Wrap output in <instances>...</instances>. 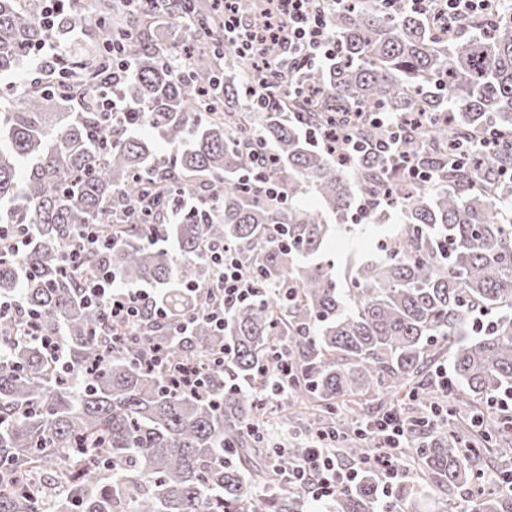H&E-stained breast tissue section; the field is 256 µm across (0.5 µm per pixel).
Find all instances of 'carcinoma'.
I'll return each mask as SVG.
<instances>
[{
  "mask_svg": "<svg viewBox=\"0 0 512 512\" xmlns=\"http://www.w3.org/2000/svg\"><path fill=\"white\" fill-rule=\"evenodd\" d=\"M324 10L336 44L305 64L272 45L259 76L208 0H0V225H28L30 243L0 251V295L19 297L58 336L69 368L40 341L0 320V512H308L301 492L269 465L272 389L288 361L291 402L309 434L342 435L339 457L372 452L339 413L374 414L381 395L407 396L421 433L405 456L426 477L397 487L391 508L422 512L448 489V512H512V497L480 477L488 451L512 463V435L487 401L512 391V3L469 18L448 36L416 0H346ZM251 24L261 0H237ZM70 46L48 78L7 80L42 42ZM127 68L112 74V47ZM129 109L111 128L103 95ZM411 120L391 153L384 119ZM334 122L359 141L348 158L309 148L302 131ZM156 131L167 156L142 134ZM497 145L460 157L489 135ZM261 136L276 163L249 162ZM430 172L412 179L403 160ZM276 183L282 194L266 193ZM155 191L151 216L133 206ZM384 198L355 223L359 202ZM397 216L392 235L344 268L323 251L333 236L368 237ZM335 223L326 222V215ZM98 224L108 247L63 267L71 235ZM171 242H152L153 235ZM276 291L224 314V332L176 322L209 304L210 242ZM108 269L127 285L160 289L168 321L114 341L101 309L80 301L83 272ZM160 347L179 365L205 361L190 393L148 368ZM448 361V399L432 385ZM464 405L479 415L473 448L432 424L424 408ZM307 453L297 438L286 469ZM384 507L375 473L326 503V512Z\"/></svg>",
  "mask_w": 512,
  "mask_h": 512,
  "instance_id": "carcinoma-1",
  "label": "carcinoma"
}]
</instances>
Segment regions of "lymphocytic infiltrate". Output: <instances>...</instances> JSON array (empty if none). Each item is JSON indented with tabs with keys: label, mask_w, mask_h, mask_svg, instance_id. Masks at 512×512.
<instances>
[{
	"label": "lymphocytic infiltrate",
	"mask_w": 512,
	"mask_h": 512,
	"mask_svg": "<svg viewBox=\"0 0 512 512\" xmlns=\"http://www.w3.org/2000/svg\"><path fill=\"white\" fill-rule=\"evenodd\" d=\"M224 28L237 36L244 56L264 61L268 44L281 45L288 54L308 61L329 56L333 36L328 29L324 11L313 8L309 0H268L265 19L260 26L242 25L232 0L224 4ZM206 252L215 266L218 279L213 287L214 304L206 317L216 329L224 327L226 307L249 301L257 289L245 278L233 252L219 243L209 244ZM82 299L100 308L112 323L123 327L129 335L140 331L145 318L162 323L167 310L151 302L142 288L118 285L112 272L96 273L85 278ZM373 440L377 452L357 463H342L336 448L325 438H318L309 448L302 463L288 470V484L315 501H326L336 493L351 489L368 471L380 480L383 496H391L394 488L410 477V471L393 454L410 439L411 428L401 413L386 412L372 422Z\"/></svg>",
	"instance_id": "lymphocytic-infiltrate-1"
}]
</instances>
